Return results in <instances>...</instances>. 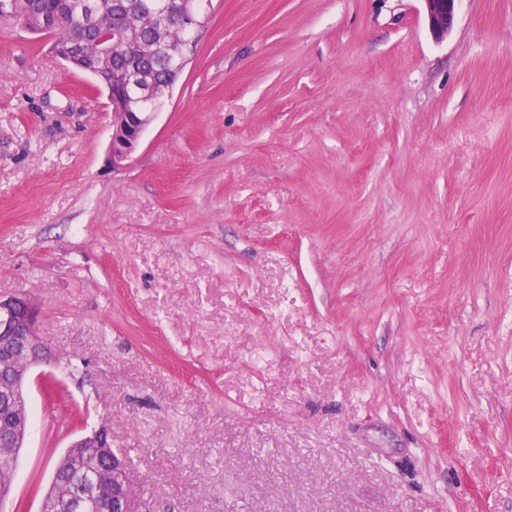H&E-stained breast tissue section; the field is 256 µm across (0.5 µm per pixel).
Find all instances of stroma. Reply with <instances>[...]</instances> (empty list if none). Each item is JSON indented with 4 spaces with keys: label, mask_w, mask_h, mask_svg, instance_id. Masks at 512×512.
Returning a JSON list of instances; mask_svg holds the SVG:
<instances>
[{
    "label": "stroma",
    "mask_w": 512,
    "mask_h": 512,
    "mask_svg": "<svg viewBox=\"0 0 512 512\" xmlns=\"http://www.w3.org/2000/svg\"><path fill=\"white\" fill-rule=\"evenodd\" d=\"M209 17L118 169L103 88L0 22V296L60 358L6 512L104 421L155 512H512V0ZM428 27L437 39L447 36L454 25L458 0H422Z\"/></svg>",
    "instance_id": "1"
}]
</instances>
